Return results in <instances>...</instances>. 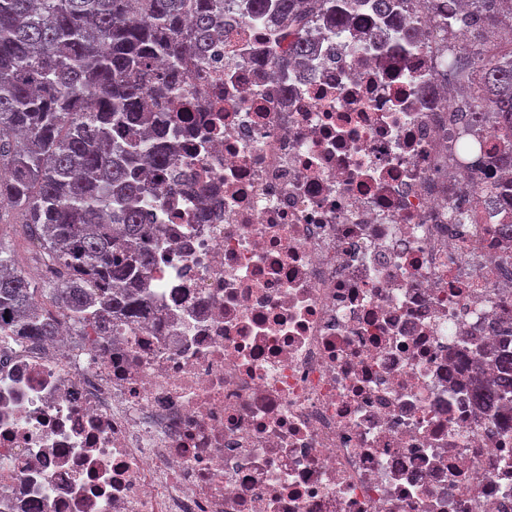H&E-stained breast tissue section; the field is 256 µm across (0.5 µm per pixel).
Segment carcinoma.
I'll list each match as a JSON object with an SVG mask.
<instances>
[{
	"instance_id": "carcinoma-1",
	"label": "carcinoma",
	"mask_w": 512,
	"mask_h": 512,
	"mask_svg": "<svg viewBox=\"0 0 512 512\" xmlns=\"http://www.w3.org/2000/svg\"><path fill=\"white\" fill-rule=\"evenodd\" d=\"M247 2L287 34L275 61L285 73L313 52V17L334 34L358 22L339 0ZM468 2V39L494 48L454 59L455 79L480 82L512 129V17L503 24L500 0ZM222 32L224 0H0V225L36 244L33 262L69 273L36 287L0 233V342L57 335L54 308L99 332L142 315L134 288L154 233L145 204L180 151L144 96L171 98ZM496 369L476 387L485 406L512 393V357Z\"/></svg>"
}]
</instances>
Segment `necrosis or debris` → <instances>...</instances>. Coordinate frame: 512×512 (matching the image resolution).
Returning a JSON list of instances; mask_svg holds the SVG:
<instances>
[{
    "mask_svg": "<svg viewBox=\"0 0 512 512\" xmlns=\"http://www.w3.org/2000/svg\"><path fill=\"white\" fill-rule=\"evenodd\" d=\"M351 2L283 77L225 0L176 94L222 110L167 125L211 199L158 181L140 319L0 363V512H512V132L460 135L457 0ZM498 377L493 384L477 385L476 393L482 405L491 406L503 394L512 393V355L501 357L496 363Z\"/></svg>",
    "mask_w": 512,
    "mask_h": 512,
    "instance_id": "obj_1",
    "label": "necrosis or debris"
}]
</instances>
